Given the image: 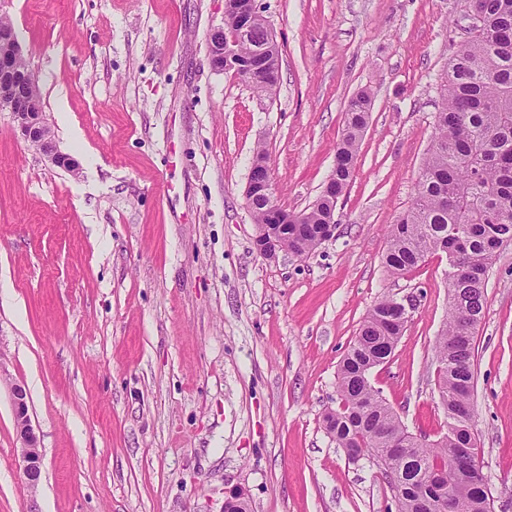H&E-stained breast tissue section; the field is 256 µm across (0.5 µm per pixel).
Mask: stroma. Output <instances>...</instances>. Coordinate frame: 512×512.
Masks as SVG:
<instances>
[{
    "label": "stroma",
    "instance_id": "stroma-1",
    "mask_svg": "<svg viewBox=\"0 0 512 512\" xmlns=\"http://www.w3.org/2000/svg\"><path fill=\"white\" fill-rule=\"evenodd\" d=\"M279 44L258 95L215 69L224 0H0L59 150L0 110V512H396L368 460L323 419L383 297L413 307L370 380L413 434L448 431L435 341L448 260L387 272L413 204L440 83L466 36L461 0H256ZM372 106L336 235L308 256L255 250L245 189L265 150L280 206L331 175L350 98ZM476 328L473 425L493 512H512V243ZM22 385L43 477L29 491L10 387Z\"/></svg>",
    "mask_w": 512,
    "mask_h": 512
}]
</instances>
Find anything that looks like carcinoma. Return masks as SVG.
I'll return each instance as SVG.
<instances>
[{
  "instance_id": "obj_1",
  "label": "carcinoma",
  "mask_w": 512,
  "mask_h": 512,
  "mask_svg": "<svg viewBox=\"0 0 512 512\" xmlns=\"http://www.w3.org/2000/svg\"><path fill=\"white\" fill-rule=\"evenodd\" d=\"M463 14L474 10L480 22L453 54L435 115V137L421 168L411 208L391 225L384 265L393 275L409 273L442 252L473 265L449 295L448 316L435 342L439 399L448 433L426 444L401 424L381 391L369 381L384 363L383 349H395L405 323L389 312L386 296L369 312L338 371L340 408L325 417L328 433L341 448H357L363 457L383 461L397 512H430L438 497L433 477L448 473L456 512H484V484L466 477L456 449L472 443L471 398L474 392V335L483 315L485 284L500 247L512 242V0H463ZM260 12L239 46V66L262 54L268 65L253 89L271 95L279 82L278 47L267 42ZM371 97L356 94L344 115L336 149V167L320 202L299 213L306 225L302 240L294 226L275 229L288 247L304 256L320 244V226L352 178L359 144L367 127Z\"/></svg>"
}]
</instances>
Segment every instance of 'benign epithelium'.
<instances>
[{
    "mask_svg": "<svg viewBox=\"0 0 512 512\" xmlns=\"http://www.w3.org/2000/svg\"><path fill=\"white\" fill-rule=\"evenodd\" d=\"M210 55L212 65L224 69L237 58L240 37L218 28L210 33ZM24 60L23 48L13 26L0 27V108L11 112L21 137L35 145L52 164L67 170L77 169L75 160L62 153L55 135L45 118V113L34 110L33 102L39 89L32 72L21 69L17 63ZM266 199L267 218L271 222L282 219V207L276 202L277 188L272 171L264 162L252 164L246 188V199L256 195ZM254 244L257 252L266 260L278 258L288 251V242L266 236V225H256ZM13 404L15 430L20 443L18 447L22 472L26 486L36 490L42 477V453L28 417L26 392L18 384L10 388Z\"/></svg>",
    "mask_w": 512,
    "mask_h": 512,
    "instance_id": "7a95c632",
    "label": "benign epithelium"
}]
</instances>
